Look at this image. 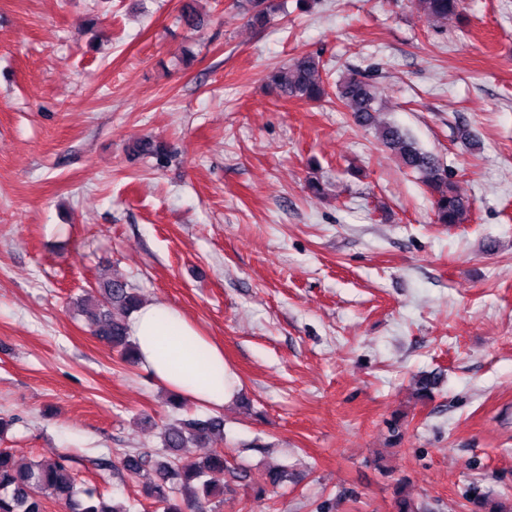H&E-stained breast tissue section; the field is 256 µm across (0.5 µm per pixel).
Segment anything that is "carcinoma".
Here are the masks:
<instances>
[{
  "instance_id": "carcinoma-1",
  "label": "carcinoma",
  "mask_w": 512,
  "mask_h": 512,
  "mask_svg": "<svg viewBox=\"0 0 512 512\" xmlns=\"http://www.w3.org/2000/svg\"><path fill=\"white\" fill-rule=\"evenodd\" d=\"M429 18L449 20L463 10V0H411ZM248 21L256 28L266 27L279 10L277 0H243ZM325 64L318 54H305L266 76L269 90L280 98L317 103L328 97V82L322 77ZM336 99L351 112L360 127L375 130L378 142L395 153L402 166L421 176L431 196L436 221L450 227L467 223L472 215L470 200L459 194L441 160L421 150L400 126L376 121L378 91L366 75L350 73L336 81ZM137 151L153 155L157 165L170 159L167 146L150 142L137 145ZM98 294L84 299L82 311L92 335L105 342L129 362H135L136 348L130 340L128 319L141 303L139 295L126 282L110 279L98 284ZM221 416L186 417L161 427L156 450L133 448L118 460L129 474L143 480L147 496L162 505L163 512H215L224 502L229 484H218L210 475L229 470L224 453L214 447L223 438ZM193 445L205 448L203 460L185 461L180 451ZM52 499L66 512H126L123 506H107L92 488L81 489L65 460L38 461L21 465L7 450L0 449V512H46L45 501ZM468 512H512V502L492 497L477 485L465 493ZM395 512H419L414 500L398 487Z\"/></svg>"
}]
</instances>
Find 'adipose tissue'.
<instances>
[{
  "label": "adipose tissue",
  "instance_id": "adipose-tissue-1",
  "mask_svg": "<svg viewBox=\"0 0 512 512\" xmlns=\"http://www.w3.org/2000/svg\"><path fill=\"white\" fill-rule=\"evenodd\" d=\"M137 363L169 392L219 410L237 397L241 383L224 361V348L202 336L173 305L149 302L129 317Z\"/></svg>",
  "mask_w": 512,
  "mask_h": 512
}]
</instances>
